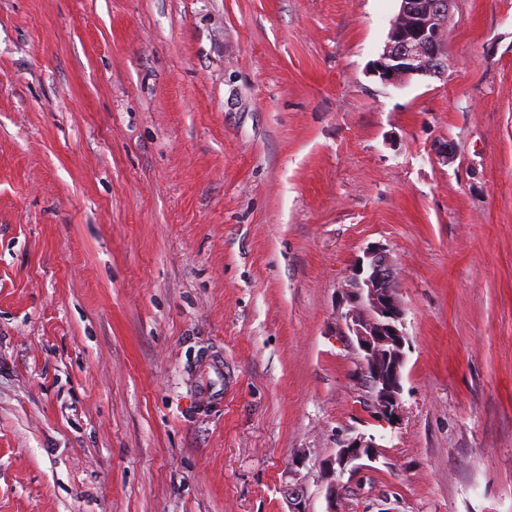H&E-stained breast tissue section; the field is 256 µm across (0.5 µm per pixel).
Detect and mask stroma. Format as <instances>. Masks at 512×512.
Listing matches in <instances>:
<instances>
[{
    "label": "stroma",
    "mask_w": 512,
    "mask_h": 512,
    "mask_svg": "<svg viewBox=\"0 0 512 512\" xmlns=\"http://www.w3.org/2000/svg\"><path fill=\"white\" fill-rule=\"evenodd\" d=\"M398 6L0 0V512H288L290 470L308 512H512V0L395 87ZM375 243L393 422L336 317ZM374 448L377 447L371 443H364L360 439L359 441L344 442L338 448L336 455L330 460L327 467L331 478V486H336V478L339 481L346 472L353 473L359 468V466L354 464L355 461L361 460L363 457L375 460L376 451Z\"/></svg>",
    "instance_id": "stroma-1"
}]
</instances>
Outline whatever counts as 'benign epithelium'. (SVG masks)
Listing matches in <instances>:
<instances>
[{
	"instance_id": "1",
	"label": "benign epithelium",
	"mask_w": 512,
	"mask_h": 512,
	"mask_svg": "<svg viewBox=\"0 0 512 512\" xmlns=\"http://www.w3.org/2000/svg\"><path fill=\"white\" fill-rule=\"evenodd\" d=\"M452 0H400L388 40L373 74L385 85L401 86L414 77H441L448 67V13ZM340 333L360 357L359 373L371 389L375 413L399 416L407 343L405 308L397 294L396 268L387 250L374 246L359 262L337 310ZM376 458L374 445L343 443L330 460L331 483ZM288 512H307L302 484L288 483Z\"/></svg>"
}]
</instances>
